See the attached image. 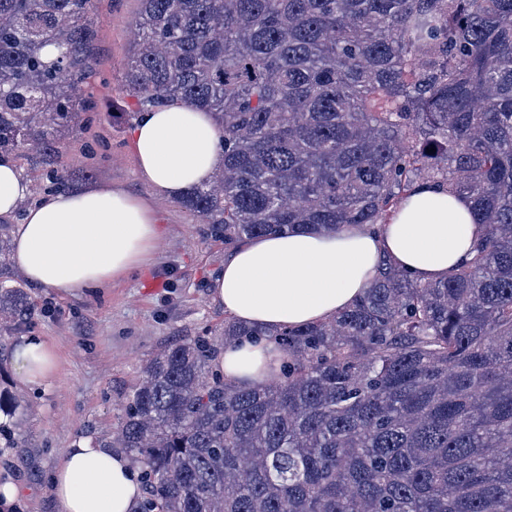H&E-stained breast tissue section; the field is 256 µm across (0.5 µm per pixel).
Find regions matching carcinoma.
I'll use <instances>...</instances> for the list:
<instances>
[{
	"mask_svg": "<svg viewBox=\"0 0 512 512\" xmlns=\"http://www.w3.org/2000/svg\"><path fill=\"white\" fill-rule=\"evenodd\" d=\"M94 2L0 0V155L61 181ZM139 2L125 83L217 117L224 166L184 203L224 244L383 224L426 182L485 229L439 281L384 260L325 322L165 348L111 442L142 512H512V0ZM30 311L0 286V314ZM246 337L287 359L228 384L213 361Z\"/></svg>",
	"mask_w": 512,
	"mask_h": 512,
	"instance_id": "carcinoma-1",
	"label": "carcinoma"
}]
</instances>
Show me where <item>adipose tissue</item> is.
Segmentation results:
<instances>
[{
  "label": "adipose tissue",
  "mask_w": 512,
  "mask_h": 512,
  "mask_svg": "<svg viewBox=\"0 0 512 512\" xmlns=\"http://www.w3.org/2000/svg\"><path fill=\"white\" fill-rule=\"evenodd\" d=\"M219 141L211 113L190 103L143 113L131 133L137 174L158 197H181L221 167ZM29 194L14 160L0 158V218H20L12 257L27 282L48 291L76 296L111 287L151 259L162 235L152 203L116 185L49 192L31 205ZM481 232L469 200L424 183L376 232L293 230L254 238L225 261L212 296L242 324H313L363 296L380 260L422 281L440 279L469 259ZM285 357L271 343L242 340L225 346L216 367L228 381L261 382ZM11 366L22 384L41 386L55 376L57 357L46 342L24 336ZM49 492L60 512H139L142 504L135 461L103 440L81 439L64 449L51 469Z\"/></svg>",
  "instance_id": "ef3b65f1"
}]
</instances>
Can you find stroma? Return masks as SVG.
Instances as JSON below:
<instances>
[{"label": "stroma", "mask_w": 512, "mask_h": 512, "mask_svg": "<svg viewBox=\"0 0 512 512\" xmlns=\"http://www.w3.org/2000/svg\"><path fill=\"white\" fill-rule=\"evenodd\" d=\"M138 10L139 0L97 2L98 62L84 87L94 106L78 113L60 144L65 189L111 180L154 198L135 173L130 129L140 112L124 78ZM154 200L164 236L152 262L103 293L61 295L9 271L32 306L30 315L0 335V391L18 402L9 420L15 445L0 447V482L9 479L22 489L12 512H59L47 475L63 450L81 436L115 437L130 395L158 351L188 336L224 332L227 316L210 283L230 247L181 201ZM22 336L40 337L58 353L51 382L30 388L15 379L10 355Z\"/></svg>", "instance_id": "1"}]
</instances>
